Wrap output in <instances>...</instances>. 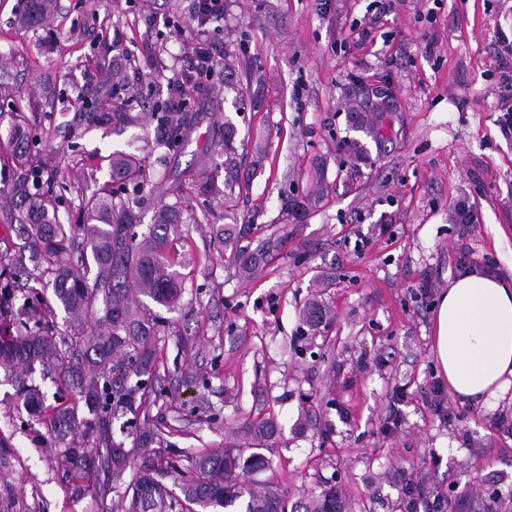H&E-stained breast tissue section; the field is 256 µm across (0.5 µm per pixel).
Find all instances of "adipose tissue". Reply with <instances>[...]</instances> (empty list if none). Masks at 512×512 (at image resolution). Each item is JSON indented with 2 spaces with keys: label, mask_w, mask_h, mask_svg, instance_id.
<instances>
[{
  "label": "adipose tissue",
  "mask_w": 512,
  "mask_h": 512,
  "mask_svg": "<svg viewBox=\"0 0 512 512\" xmlns=\"http://www.w3.org/2000/svg\"><path fill=\"white\" fill-rule=\"evenodd\" d=\"M431 353L457 396L479 399L512 386V281L477 271L450 281L435 312Z\"/></svg>",
  "instance_id": "obj_1"
}]
</instances>
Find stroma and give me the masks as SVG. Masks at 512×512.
<instances>
[{
	"label": "stroma",
	"mask_w": 512,
	"mask_h": 512,
	"mask_svg": "<svg viewBox=\"0 0 512 512\" xmlns=\"http://www.w3.org/2000/svg\"><path fill=\"white\" fill-rule=\"evenodd\" d=\"M0 0V190L13 177L7 130L30 117L27 154L67 184L60 216L81 223L85 186L112 184L116 151L153 176L144 215L170 201L174 171L196 170L236 127L229 176L242 245L276 238L262 277H243L213 238L224 201L188 202L176 267L185 290L164 322L150 407L191 458L274 419L272 483L289 499L336 487L348 512H504L512 493V386L480 400L427 390L434 308L461 271L512 280V0H225L198 34L184 0H59L45 29ZM221 67L191 91L187 140L155 144V103L197 37ZM126 69L104 107L97 63ZM126 112L131 123L100 121ZM312 303L327 315L303 317ZM195 374L185 381L184 371ZM393 434L380 427L389 415ZM0 512H95L90 478L63 479L47 426L0 386Z\"/></svg>",
	"instance_id": "stroma-1"
}]
</instances>
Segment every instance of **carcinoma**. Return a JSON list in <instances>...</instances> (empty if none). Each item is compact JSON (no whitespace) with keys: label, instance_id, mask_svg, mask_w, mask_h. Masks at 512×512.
<instances>
[{"label":"carcinoma","instance_id":"cac0c4a2","mask_svg":"<svg viewBox=\"0 0 512 512\" xmlns=\"http://www.w3.org/2000/svg\"><path fill=\"white\" fill-rule=\"evenodd\" d=\"M56 0H26L19 18L23 29L42 28L55 17ZM126 74L119 66L104 68L103 85L119 88ZM163 145L180 147L189 127L184 112L157 115ZM214 156L202 157L193 173L197 190L210 196L233 195L232 184L219 182ZM112 175L120 191L98 189L85 197L86 223L64 221L42 192L43 168L19 160L9 200L24 204L18 222L24 244L0 253V370L35 419L49 412L57 467L63 475H95L91 494L105 512L114 483L129 476L124 512H346L335 487L300 501L267 487L255 490L243 477H256L270 467L262 453L275 432L267 420L249 428L252 443H235L194 457L186 468L160 453L135 457V451L167 442L150 417L145 381L157 380L154 339L161 322L143 302L147 298L167 309L176 307L184 284L173 270L171 243L181 235L184 208L180 200L155 210L148 233L138 235L139 194L148 182L145 160L116 152ZM39 270L34 277L29 268ZM24 302L16 306V293ZM64 313V323L57 321ZM82 402L78 408H46L45 393L32 377L36 369ZM137 377L134 385L128 379ZM127 411L141 414L134 424L133 447L112 434V421ZM177 474L172 484L163 478Z\"/></svg>","mask_w":512,"mask_h":512}]
</instances>
